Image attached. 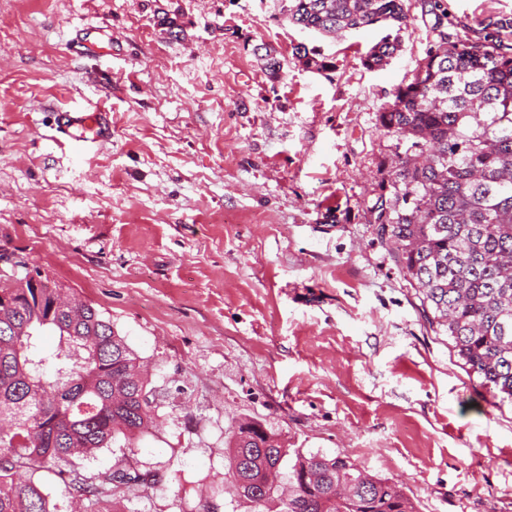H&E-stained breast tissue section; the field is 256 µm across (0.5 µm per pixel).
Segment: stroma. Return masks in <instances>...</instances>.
Wrapping results in <instances>:
<instances>
[{"label":"stroma","mask_w":512,"mask_h":512,"mask_svg":"<svg viewBox=\"0 0 512 512\" xmlns=\"http://www.w3.org/2000/svg\"><path fill=\"white\" fill-rule=\"evenodd\" d=\"M406 5L369 69L386 26L323 36L281 0H0V254L80 292L158 394L135 448L158 480L121 512H254L225 457L245 419L391 478L415 512H512V405L430 327L371 211L397 145L381 108L512 0ZM102 26L111 49L76 56ZM91 102L111 141L57 144L56 112Z\"/></svg>","instance_id":"stroma-1"}]
</instances>
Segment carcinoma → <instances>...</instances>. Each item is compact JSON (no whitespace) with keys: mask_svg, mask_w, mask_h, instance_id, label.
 I'll return each mask as SVG.
<instances>
[{"mask_svg":"<svg viewBox=\"0 0 512 512\" xmlns=\"http://www.w3.org/2000/svg\"><path fill=\"white\" fill-rule=\"evenodd\" d=\"M288 20L323 35L378 24L407 26L406 0H282ZM444 42L397 88L379 114L404 145L390 195L373 206L378 234L420 295L429 325L448 333L466 371L492 398L512 403V52L502 32ZM400 47L390 34L363 58L381 66ZM318 70L326 56L301 45ZM0 287V512H61L36 474L46 469L75 497L99 493L73 458L92 457L124 437L127 454L102 482L121 497L155 482L132 466L131 439L154 423L156 392L138 354L110 320L37 269ZM27 325L25 333L14 330ZM45 335L58 337L53 350ZM229 474L261 512H412L397 483L340 453L287 448L260 422L229 441ZM286 468L288 497L267 485Z\"/></svg>","mask_w":512,"mask_h":512,"instance_id":"carcinoma-1","label":"carcinoma"}]
</instances>
